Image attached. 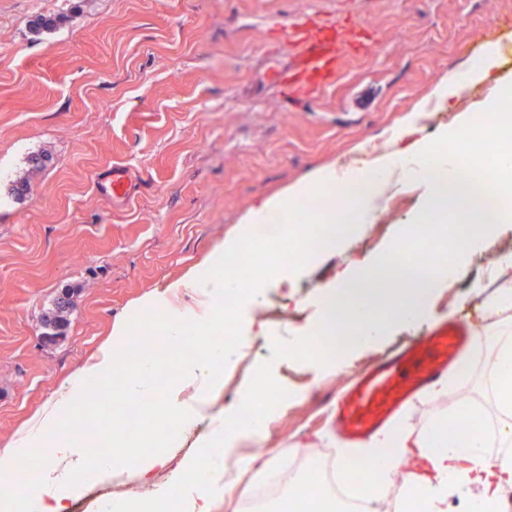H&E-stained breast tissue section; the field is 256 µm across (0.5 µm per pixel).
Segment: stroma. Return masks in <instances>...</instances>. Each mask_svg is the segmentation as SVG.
<instances>
[{
	"label": "stroma",
	"instance_id": "stroma-1",
	"mask_svg": "<svg viewBox=\"0 0 512 512\" xmlns=\"http://www.w3.org/2000/svg\"><path fill=\"white\" fill-rule=\"evenodd\" d=\"M60 13L57 30L31 32L36 16ZM347 15L371 33V54L344 59L325 91L285 94L274 74L296 50L282 25ZM491 45V77L435 100L449 72ZM511 78L512 0H0V455L98 362L116 321L148 298L170 304L168 286L205 266L252 208L343 157L368 169L414 111L423 113L415 138L433 139ZM43 151L51 163L31 170L29 156ZM116 168L128 179L120 195L110 187ZM19 179L30 183L21 199L12 193ZM391 193L398 206L378 208L365 236L300 271L289 305L252 346L254 364L270 358L272 337L317 326L337 273L381 253L425 204L427 184L398 177ZM508 253L512 222H503L435 308L479 340L453 390L407 407L414 429L464 400L490 404L496 339L486 325L512 335V309L485 299ZM68 287L65 331L48 336L43 321ZM427 327L346 353L336 372L276 361L278 383L302 399L267 431V460L287 448H337L324 394Z\"/></svg>",
	"mask_w": 512,
	"mask_h": 512
}]
</instances>
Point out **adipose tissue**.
Wrapping results in <instances>:
<instances>
[{
	"mask_svg": "<svg viewBox=\"0 0 512 512\" xmlns=\"http://www.w3.org/2000/svg\"><path fill=\"white\" fill-rule=\"evenodd\" d=\"M129 335L128 323L113 326L111 350L104 352L84 376L46 408L23 437L24 450L44 446L49 449L43 459V485L17 501L24 512H68L69 501L82 492L80 473H91L99 480L113 474L145 482L157 467L174 461L170 450L162 449L145 457L133 446L123 462L111 466L92 460L85 448L76 446L58 432L61 418L69 414L76 403L87 399L89 380L108 374L114 350L126 346ZM491 356L495 416L500 423V443L508 448L512 446V340L499 342ZM215 385L213 360L198 357L182 371L179 390L161 410L163 418L174 429H181L184 423L201 413L202 391ZM483 415L482 406L467 403L438 415L421 431L410 430L404 420L383 431L372 444L362 449L367 456L374 455L379 448L393 451L376 470L369 487L371 499L384 502L398 470L406 464L410 471L405 488L408 495L421 500L425 512H448V500L452 497L459 500L462 512H496L507 490L512 489V459L496 465L488 463L484 432L458 427L460 420L474 422ZM240 494L238 479L234 476L225 477L219 487L210 482L203 483L195 496L183 498V512H225Z\"/></svg>",
	"mask_w": 512,
	"mask_h": 512,
	"instance_id": "1",
	"label": "adipose tissue"
}]
</instances>
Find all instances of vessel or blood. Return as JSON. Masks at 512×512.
I'll return each mask as SVG.
<instances>
[{
  "mask_svg": "<svg viewBox=\"0 0 512 512\" xmlns=\"http://www.w3.org/2000/svg\"><path fill=\"white\" fill-rule=\"evenodd\" d=\"M285 37L297 43L300 53L293 66L278 76L289 92L316 93L336 79L338 64L346 54L363 46L364 36L354 21L291 22ZM476 341L469 323L446 320L435 324L424 339L388 357L376 368L355 375L328 404L336 408V429L341 438L356 444L388 424L449 369L459 367L462 352Z\"/></svg>",
  "mask_w": 512,
  "mask_h": 512,
  "instance_id": "b4317fda",
  "label": "vessel or blood"
}]
</instances>
